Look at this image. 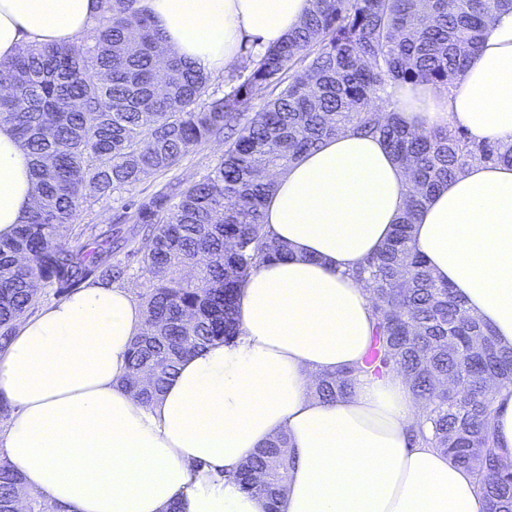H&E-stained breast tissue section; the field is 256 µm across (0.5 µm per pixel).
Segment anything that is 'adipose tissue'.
<instances>
[{"label":"adipose tissue","mask_w":512,"mask_h":512,"mask_svg":"<svg viewBox=\"0 0 512 512\" xmlns=\"http://www.w3.org/2000/svg\"><path fill=\"white\" fill-rule=\"evenodd\" d=\"M164 45L207 73L280 44L312 0H143ZM97 0H0V62L26 44H77ZM413 128H460L512 142V13L493 14L480 50L448 88L400 84ZM30 158L0 125V239L35 200ZM406 174L380 138L329 137L274 179L263 222L288 251L254 268L237 300L239 334L182 359L144 403L122 385L144 311L96 282L17 327L0 354V399L13 416L0 456L27 491L67 512H267L240 489L254 448L287 434L295 464L279 512H485L474 475L411 439L421 414L404 378L357 374L352 395L314 396L315 379L360 363L373 334L371 295L352 273L391 236ZM417 249L469 312L512 347V167L471 164L418 211ZM492 432L512 461V390H493Z\"/></svg>","instance_id":"1"}]
</instances>
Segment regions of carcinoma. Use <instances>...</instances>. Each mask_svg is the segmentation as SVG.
I'll return each mask as SVG.
<instances>
[{"instance_id":"obj_1","label":"carcinoma","mask_w":512,"mask_h":512,"mask_svg":"<svg viewBox=\"0 0 512 512\" xmlns=\"http://www.w3.org/2000/svg\"><path fill=\"white\" fill-rule=\"evenodd\" d=\"M87 47L20 48L0 67V124L30 156L38 196L16 235L0 239V353L40 302L125 273L113 249H129L152 279L146 330L131 347L124 386L158 396L180 360L211 342L233 341L238 290L251 270L286 254L263 222L274 181L301 154L343 132L377 136L408 177V203L390 239L353 272L373 294L374 330L362 362L319 376L314 394L334 402L355 373L404 377L423 413L413 437L447 453L476 479L487 512H512V462L496 451L490 389L512 387V347L438 282L412 228L429 196L473 161L512 165V144L470 141L461 129L415 130L391 108L400 83L449 87L481 41L485 21L512 0H312L279 45L230 73L222 93L208 74L164 50L142 0H98ZM273 98L246 117L256 95ZM224 138L221 160L187 185L141 201L132 219L150 232L75 227L81 202L108 198L176 166L194 147ZM288 437L257 449L241 488L276 504L291 466ZM22 477L0 460V512H12Z\"/></svg>"}]
</instances>
